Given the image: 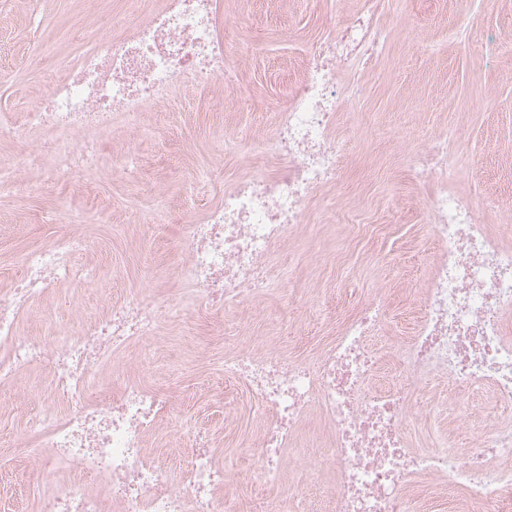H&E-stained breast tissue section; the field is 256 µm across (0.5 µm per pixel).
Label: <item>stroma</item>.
<instances>
[{
	"label": "stroma",
	"mask_w": 512,
	"mask_h": 512,
	"mask_svg": "<svg viewBox=\"0 0 512 512\" xmlns=\"http://www.w3.org/2000/svg\"><path fill=\"white\" fill-rule=\"evenodd\" d=\"M218 2L237 48L227 63L233 84L187 85L147 113L151 133L138 145L137 182L112 170L113 156L129 142L120 129L99 140L102 165L57 182L74 211L94 216L86 231L96 245L79 264L102 273V286L113 299L134 293L148 277L162 295L180 288L182 204L203 210L223 200L225 186L250 170L245 155L225 153V139L243 131L260 135L298 80L309 44L366 6L365 0ZM123 11V0H48L35 26L26 0H0V121L20 119L21 105L48 90L55 57L84 52L78 34L89 15ZM511 17L512 0H388L378 64L362 76L366 95L352 106L358 145L341 181L310 201L307 224L283 249L293 270L290 282L263 301L238 304L225 314L197 306L163 323L168 357L146 361L136 348L122 355L127 379L182 393L175 419L209 430L216 460L228 465L226 485L244 503L296 494L301 512H329L324 487L332 477L300 470L274 487L251 482L258 439L255 402L244 386L224 384L223 326L234 324L244 335L265 338L285 307H292L298 329L285 336V349L312 357L364 299L383 288L390 295L391 338L410 335L435 248L423 229L425 190L412 179L407 153L426 137L453 134L462 160L460 185L473 196L479 219L495 228L506 223L485 200H512V43L487 49L483 41ZM213 168L219 177L201 179V171ZM46 178L40 168L24 169L19 191L0 197L2 290L10 287L22 253L49 245L59 232L58 225L41 220L53 204L41 189ZM353 204L368 226L358 236L342 218ZM60 294L75 296L84 315L101 309L97 289L63 284L23 318L27 334L45 335L70 319L69 310L56 304ZM34 383L43 397H51L42 370L23 369L0 383V434L21 433L14 407ZM447 393L443 378L417 392L416 442L426 446L441 428L463 453L503 413L489 392L475 390L469 395V417L456 418L449 410L428 416L429 406ZM36 496L32 469L19 466L16 448L0 446V512H37Z\"/></svg>",
	"instance_id": "obj_1"
}]
</instances>
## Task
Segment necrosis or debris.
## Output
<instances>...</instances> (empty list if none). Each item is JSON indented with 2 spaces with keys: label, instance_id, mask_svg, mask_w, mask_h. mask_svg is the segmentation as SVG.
Segmentation results:
<instances>
[{
  "label": "necrosis or debris",
  "instance_id": "1",
  "mask_svg": "<svg viewBox=\"0 0 512 512\" xmlns=\"http://www.w3.org/2000/svg\"><path fill=\"white\" fill-rule=\"evenodd\" d=\"M124 2L127 23L119 34L92 23L93 49L60 60L49 93L31 100L21 119L0 123V143L27 149L20 164L0 165V195L14 190L27 167L74 174L95 164L98 139L118 121L133 142L113 157L112 168L132 174L144 113L182 85L230 82L215 0H164L157 11L145 0ZM384 5L369 0L309 46L298 82L263 137L225 142L229 153L247 147L257 166L226 187L223 202L202 219L184 222L186 287L177 299L157 296L148 282L107 303L80 330L66 325L44 338L26 335L21 319L49 289L95 283L71 263L91 245L80 231L83 217L64 201L47 211L61 232L51 245L25 252L11 288L0 291V382L19 369L44 367L54 387L52 400L33 399L28 434L16 442L41 481L39 512H242L224 487L225 466L212 453L210 434H182L187 462L175 472L146 447L172 397L133 381L106 392L95 374L129 344L162 343L165 313L195 302L223 311L287 280L282 242L304 224L314 195L340 181L355 147L354 128L341 122L365 89L346 85L345 76L372 62L384 41ZM268 162L273 170H265ZM457 162L448 138L420 146L409 159L412 178L425 189V232L436 251L406 340L387 338L388 299L378 294L313 358L288 357L272 339L260 356L242 342L225 347V375L255 400L256 484L274 486L285 470L324 465L336 475V512H424L408 486L440 474L448 512H512L511 425H497L461 456L442 432L432 447L409 443L414 394L428 376H445L453 393L488 389L496 406H512V245L478 221L474 199L457 186ZM313 409L329 426L315 456L297 444Z\"/></svg>",
  "mask_w": 512,
  "mask_h": 512
}]
</instances>
